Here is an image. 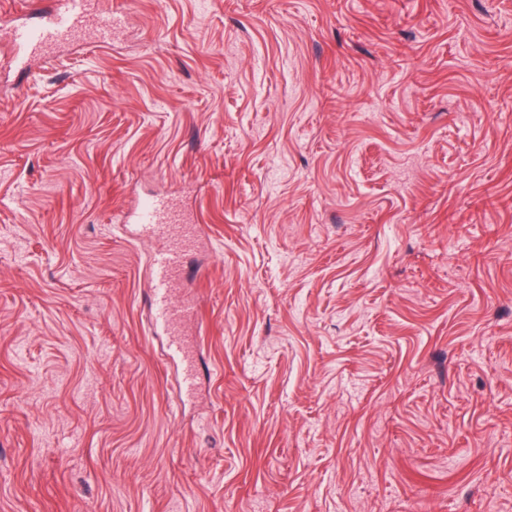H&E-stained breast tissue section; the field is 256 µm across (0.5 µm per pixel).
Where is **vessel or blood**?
Here are the masks:
<instances>
[{
	"instance_id": "obj_1",
	"label": "vessel or blood",
	"mask_w": 512,
	"mask_h": 512,
	"mask_svg": "<svg viewBox=\"0 0 512 512\" xmlns=\"http://www.w3.org/2000/svg\"><path fill=\"white\" fill-rule=\"evenodd\" d=\"M97 0H64L63 8L45 24L16 26L10 31L12 44L32 53L49 54L52 48L68 40L83 26ZM142 231L163 233L167 244L164 251L156 253L152 261V275L146 291L161 323L175 326L190 315L185 306L170 304L168 292L183 272L182 258L194 244V233L184 224L179 211L161 202L144 203L135 219Z\"/></svg>"
}]
</instances>
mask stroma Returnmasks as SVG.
I'll return each mask as SVG.
<instances>
[{"mask_svg":"<svg viewBox=\"0 0 512 512\" xmlns=\"http://www.w3.org/2000/svg\"><path fill=\"white\" fill-rule=\"evenodd\" d=\"M0 0V512H512V0ZM201 236L143 296L141 202ZM97 0H65L63 9L45 24L37 26H15L10 31L13 45L22 46L31 53L49 54L52 48L68 40L83 26L92 6Z\"/></svg>","mask_w":512,"mask_h":512,"instance_id":"obj_1","label":"stroma"}]
</instances>
